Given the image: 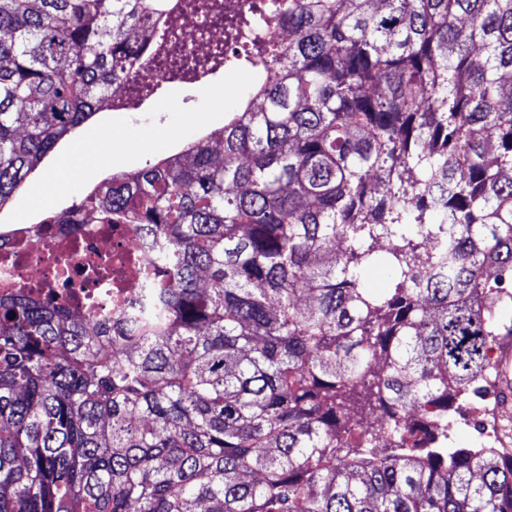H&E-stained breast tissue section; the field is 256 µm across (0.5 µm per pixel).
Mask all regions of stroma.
Segmentation results:
<instances>
[{
  "label": "stroma",
  "instance_id": "35a3bbf8",
  "mask_svg": "<svg viewBox=\"0 0 512 512\" xmlns=\"http://www.w3.org/2000/svg\"><path fill=\"white\" fill-rule=\"evenodd\" d=\"M251 84L249 71H220L203 82L165 85L156 98L136 109L102 107L74 133L89 155L80 170L66 177L62 192L34 195V187L56 163L55 158H48L0 210V229L34 223L82 199L106 175L144 168L222 127L225 113L238 110Z\"/></svg>",
  "mask_w": 512,
  "mask_h": 512
}]
</instances>
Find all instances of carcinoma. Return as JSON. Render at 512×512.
Instances as JSON below:
<instances>
[{
    "instance_id": "1",
    "label": "carcinoma",
    "mask_w": 512,
    "mask_h": 512,
    "mask_svg": "<svg viewBox=\"0 0 512 512\" xmlns=\"http://www.w3.org/2000/svg\"><path fill=\"white\" fill-rule=\"evenodd\" d=\"M143 60L253 93L39 220L149 224L170 281L91 327L0 297V512H512L449 446L512 335V0H0V211Z\"/></svg>"
}]
</instances>
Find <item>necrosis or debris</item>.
I'll return each mask as SVG.
<instances>
[{"label": "necrosis or debris", "instance_id": "obj_1", "mask_svg": "<svg viewBox=\"0 0 512 512\" xmlns=\"http://www.w3.org/2000/svg\"><path fill=\"white\" fill-rule=\"evenodd\" d=\"M137 224H21L0 239V296L24 288L55 297L89 323L141 306L157 261Z\"/></svg>", "mask_w": 512, "mask_h": 512}]
</instances>
